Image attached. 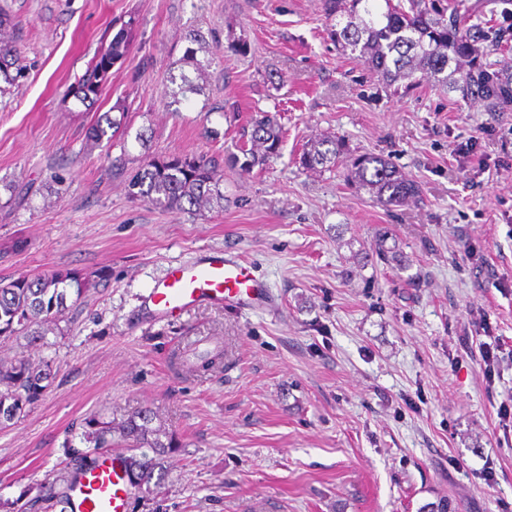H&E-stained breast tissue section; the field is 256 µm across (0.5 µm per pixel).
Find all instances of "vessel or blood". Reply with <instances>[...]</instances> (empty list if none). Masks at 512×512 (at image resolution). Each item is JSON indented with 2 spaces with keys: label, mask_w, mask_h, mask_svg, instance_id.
<instances>
[{
  "label": "vessel or blood",
  "mask_w": 512,
  "mask_h": 512,
  "mask_svg": "<svg viewBox=\"0 0 512 512\" xmlns=\"http://www.w3.org/2000/svg\"><path fill=\"white\" fill-rule=\"evenodd\" d=\"M265 293L242 260L210 256L171 268L146 298L164 316L178 315L201 302L237 306L260 301ZM132 486L123 458L101 456L69 491V512H129Z\"/></svg>",
  "instance_id": "obj_1"
}]
</instances>
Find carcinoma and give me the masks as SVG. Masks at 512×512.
<instances>
[{
	"label": "carcinoma",
	"mask_w": 512,
	"mask_h": 512,
	"mask_svg": "<svg viewBox=\"0 0 512 512\" xmlns=\"http://www.w3.org/2000/svg\"><path fill=\"white\" fill-rule=\"evenodd\" d=\"M328 33L336 50L364 62L379 80L390 86L398 81L410 87L426 78L436 86L459 93L462 100L480 112L495 117L512 112V62L495 56L512 51V32L496 28L466 0H322ZM134 18L121 24L104 52L74 87V97L85 107L93 106L112 66L125 58L133 39ZM15 24L0 13V80L13 87L24 77L21 47L14 36ZM193 47L183 56L186 67L169 75V106L181 104L186 94H201L199 80L210 61L197 59L204 38L192 31ZM85 131L88 152L111 142L123 129L126 111L118 99ZM243 145L229 164L250 172L280 154L282 128L261 112L242 134ZM349 182L367 190L383 207H400L420 197L416 181L400 172L391 160L372 153L346 155L345 145L334 137L311 140L299 157L307 170H326L343 157ZM126 154L112 160V177L128 180L129 194L165 211L201 214L224 210V162L206 154L172 153L152 156L137 168H128ZM95 285L78 269H56L34 277L0 280V337L36 336V328L57 322L56 316L79 301ZM52 367L16 357L0 363V426L23 414L39 401L50 386ZM149 409L132 413L119 427L97 416L86 421V441L96 448L124 447L129 477L135 490L150 489L152 481L165 476V461L177 447L171 436L152 427ZM149 448L152 455L137 453Z\"/></svg>",
	"instance_id": "carcinoma-1"
}]
</instances>
